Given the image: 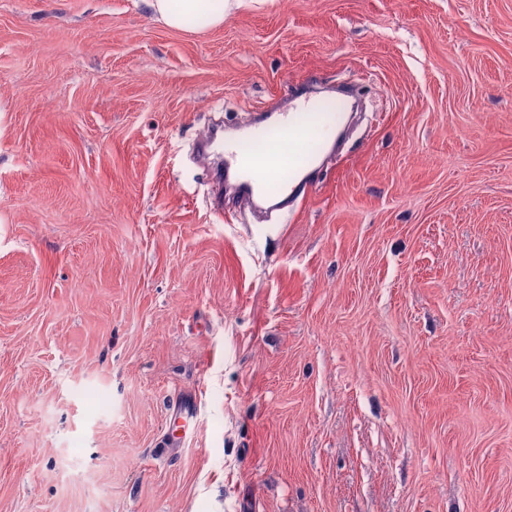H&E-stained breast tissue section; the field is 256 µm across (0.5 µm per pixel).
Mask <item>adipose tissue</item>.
Listing matches in <instances>:
<instances>
[{"mask_svg":"<svg viewBox=\"0 0 512 512\" xmlns=\"http://www.w3.org/2000/svg\"><path fill=\"white\" fill-rule=\"evenodd\" d=\"M231 0H148L153 14L165 25L206 31L224 22Z\"/></svg>","mask_w":512,"mask_h":512,"instance_id":"1","label":"adipose tissue"}]
</instances>
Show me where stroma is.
Masks as SVG:
<instances>
[{"label":"stroma","instance_id":"stroma-1","mask_svg":"<svg viewBox=\"0 0 512 512\" xmlns=\"http://www.w3.org/2000/svg\"><path fill=\"white\" fill-rule=\"evenodd\" d=\"M310 74L339 157L213 213ZM0 512H512V0H0ZM231 0H148L153 14L175 29L206 31L224 23Z\"/></svg>","mask_w":512,"mask_h":512}]
</instances>
